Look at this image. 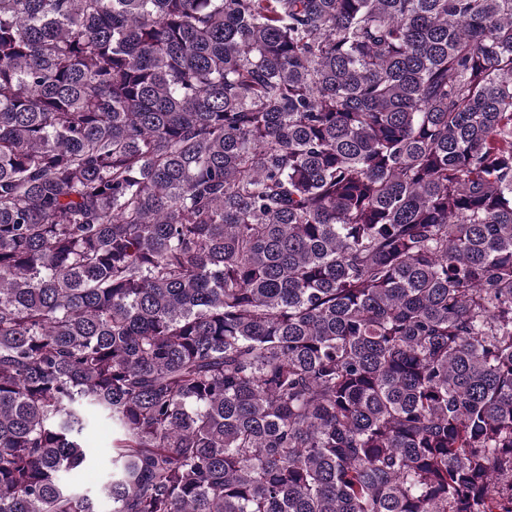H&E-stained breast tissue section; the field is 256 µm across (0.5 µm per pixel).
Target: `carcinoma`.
<instances>
[{
  "label": "carcinoma",
  "instance_id": "obj_1",
  "mask_svg": "<svg viewBox=\"0 0 512 512\" xmlns=\"http://www.w3.org/2000/svg\"><path fill=\"white\" fill-rule=\"evenodd\" d=\"M512 512V0H0V512Z\"/></svg>",
  "mask_w": 512,
  "mask_h": 512
}]
</instances>
